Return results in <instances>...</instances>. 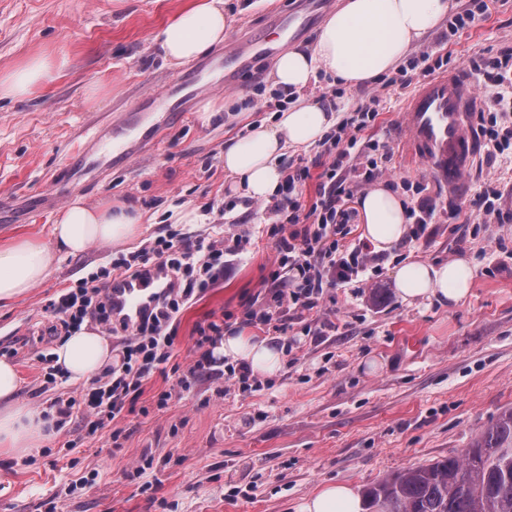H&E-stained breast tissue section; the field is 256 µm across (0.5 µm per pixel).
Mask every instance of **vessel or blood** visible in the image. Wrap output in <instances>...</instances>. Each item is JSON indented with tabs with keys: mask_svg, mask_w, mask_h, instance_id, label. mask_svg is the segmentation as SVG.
<instances>
[{
	"mask_svg": "<svg viewBox=\"0 0 512 512\" xmlns=\"http://www.w3.org/2000/svg\"><path fill=\"white\" fill-rule=\"evenodd\" d=\"M249 51L266 56L276 48L268 39L251 43L245 51L225 48L224 85H236ZM202 91V84L183 79L160 92L139 95L120 118L97 117L81 135L76 163L56 178L47 202L60 201L86 187L112 166L128 164ZM479 106L471 78L458 68L421 85L404 108L399 137L408 152L423 162L428 176L452 195L460 192L464 176L482 148L472 133ZM164 277V272L154 269L144 277L114 279L108 289L113 307L138 316L152 305L157 289L165 285Z\"/></svg>",
	"mask_w": 512,
	"mask_h": 512,
	"instance_id": "1",
	"label": "vessel or blood"
}]
</instances>
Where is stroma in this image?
<instances>
[{
	"instance_id": "1",
	"label": "stroma",
	"mask_w": 512,
	"mask_h": 512,
	"mask_svg": "<svg viewBox=\"0 0 512 512\" xmlns=\"http://www.w3.org/2000/svg\"><path fill=\"white\" fill-rule=\"evenodd\" d=\"M187 0H0V73L45 54L49 78L24 99H0V198L37 195L68 164L71 142L89 114L111 112L145 91L182 78L170 67L154 36ZM297 0H224L233 24L224 44L207 53L222 57L225 44L273 35L272 22ZM512 47V0H492L469 29L449 36L440 24L412 49L467 68L470 57ZM260 76L243 71L237 87L208 91L192 102L160 138L132 163L107 172L79 195L132 202L143 213L133 242L95 244L78 255H60L50 277L23 298L0 305V358L21 376L19 399L44 410L80 383L46 387L40 355L57 338L47 333L49 300L120 253L139 249L166 233L176 210L202 211L213 200L235 203L251 246L227 265L224 276L180 314L171 365L186 368L194 329L210 315L238 325L251 301L270 285L277 253L268 233L275 219L257 201L230 193L224 143L245 136L271 118L278 94L273 61H257ZM382 110L367 136L391 150V179L423 182L430 203L460 209L465 225H428L419 243L395 247L369 287L329 289L320 320L332 328L319 341L303 324L282 369L262 377L260 390L244 392L216 375L156 409L154 396L175 375H153L132 413L120 419V440L103 427L89 431L71 421L33 454L0 450V512H298L302 501L327 483L363 491L384 477L460 453L499 415L512 408V223L478 224L470 202L479 181L499 162L479 159L459 197L430 182L424 166L408 157L397 128L408 90L375 82L370 90ZM233 114V121L202 122L205 105ZM49 206L25 216L0 217V242L31 238L50 242ZM448 262L468 258L474 271L469 296L454 306L407 305L393 272L407 258ZM389 298L375 302L371 288ZM153 466L135 477L144 460Z\"/></svg>"
}]
</instances>
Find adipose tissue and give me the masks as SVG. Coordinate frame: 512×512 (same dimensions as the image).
I'll use <instances>...</instances> for the list:
<instances>
[{
  "instance_id": "obj_1",
  "label": "adipose tissue",
  "mask_w": 512,
  "mask_h": 512,
  "mask_svg": "<svg viewBox=\"0 0 512 512\" xmlns=\"http://www.w3.org/2000/svg\"><path fill=\"white\" fill-rule=\"evenodd\" d=\"M453 0H342L323 22L311 47L283 53L273 72L277 86L295 93L296 101L276 113L272 123L255 125L247 136L224 147V171L234 190L267 199L278 190L282 175L278 159L289 147H307L335 125L336 114L306 96L317 73L357 88L396 69L410 47L448 16ZM232 19L224 0H189L155 36L166 62L181 66L223 43ZM46 56L28 59L0 76V98L33 94L50 74ZM363 236L375 251L387 252L406 232L402 199L385 186L371 189L359 201ZM139 209L125 202L88 204L75 198L60 210L51 228V244L16 239L0 244V302L23 297L48 278L57 252H84L91 244H125L141 233ZM398 295L408 303L435 300L455 305L470 293L472 269L459 257L434 264L409 260L394 273ZM215 352L246 363L252 372L275 374L282 366V348L268 339L228 328ZM54 364L73 381H87L111 366V342L98 329L84 328L64 337L53 351ZM15 365L0 359V449L23 456L42 447L54 434V419L20 402ZM301 512H362V501L345 484L328 483L309 497Z\"/></svg>"
}]
</instances>
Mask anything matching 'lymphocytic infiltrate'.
Listing matches in <instances>:
<instances>
[{
    "mask_svg": "<svg viewBox=\"0 0 512 512\" xmlns=\"http://www.w3.org/2000/svg\"><path fill=\"white\" fill-rule=\"evenodd\" d=\"M470 69L497 88L478 115V132L487 155L512 160V48L472 57ZM379 107V96L369 95L358 105L355 116L340 121L319 142L323 170L315 176L318 197L311 207H304L300 200L301 187L313 177L309 167L285 165L281 189L263 206L264 211L283 219L272 230L278 267L271 275V288L258 294L246 309L244 325L285 334L292 324L319 311L326 289L364 283L375 257L367 243L351 239L350 225L356 217L353 202L359 185L376 181L388 171L387 147L363 136L378 117ZM203 214L210 232L170 231L157 236L49 301L47 309L65 334L92 321L109 334L124 338L118 362L93 378L78 395L61 394L53 399L61 421L78 416L94 430L110 423L113 438H120L122 431L116 423L131 412L133 396L140 394L149 377L166 372L180 313L223 277L225 261L242 255L250 242L246 234H225L227 211L222 204L211 202ZM153 264L171 278V287L161 289L154 307L140 321L114 317L106 298L107 285L120 276L144 274ZM223 335L222 319L210 316L197 323L193 358L177 379L181 390L213 375L210 347Z\"/></svg>",
    "mask_w": 512,
    "mask_h": 512,
    "instance_id": "f902f5d3",
    "label": "lymphocytic infiltrate"
}]
</instances>
